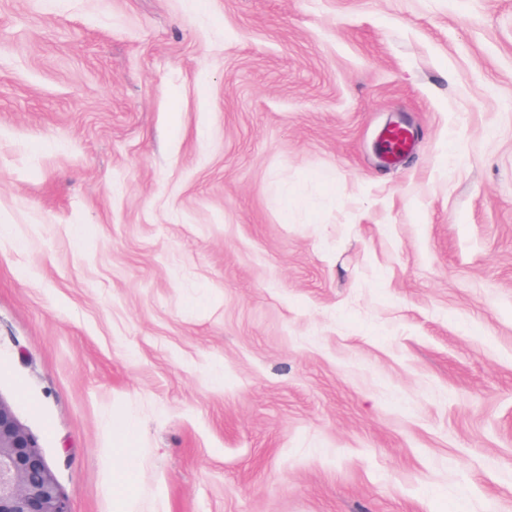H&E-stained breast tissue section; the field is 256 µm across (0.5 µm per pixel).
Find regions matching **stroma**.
I'll return each instance as SVG.
<instances>
[{
    "mask_svg": "<svg viewBox=\"0 0 512 512\" xmlns=\"http://www.w3.org/2000/svg\"><path fill=\"white\" fill-rule=\"evenodd\" d=\"M2 224L71 512H512V0H0ZM411 132L405 127L388 128L382 141L386 153L396 155L406 151L410 145ZM125 451L126 448H121ZM116 455L119 457V463L112 469V484L114 485L115 493V505L116 512H129V502L131 495L126 493V480L125 477L131 471V467L135 464V459L128 453H119Z\"/></svg>",
    "mask_w": 512,
    "mask_h": 512,
    "instance_id": "stroma-1",
    "label": "stroma"
}]
</instances>
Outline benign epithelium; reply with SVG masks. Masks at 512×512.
<instances>
[{"mask_svg": "<svg viewBox=\"0 0 512 512\" xmlns=\"http://www.w3.org/2000/svg\"><path fill=\"white\" fill-rule=\"evenodd\" d=\"M0 512H71L36 437L1 400Z\"/></svg>", "mask_w": 512, "mask_h": 512, "instance_id": "1", "label": "benign epithelium"}]
</instances>
